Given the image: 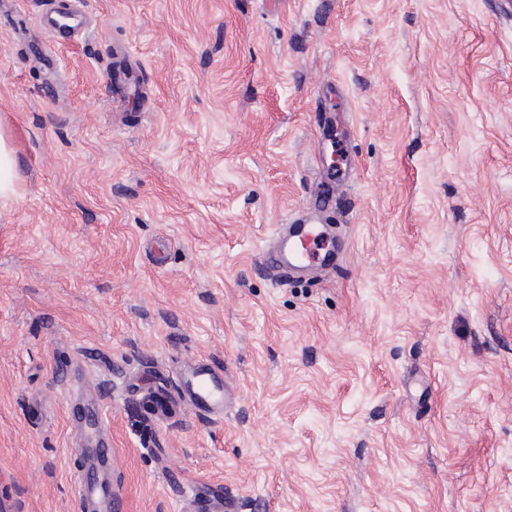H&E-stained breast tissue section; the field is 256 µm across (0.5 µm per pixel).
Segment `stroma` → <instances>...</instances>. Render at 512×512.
<instances>
[{"label": "stroma", "mask_w": 512, "mask_h": 512, "mask_svg": "<svg viewBox=\"0 0 512 512\" xmlns=\"http://www.w3.org/2000/svg\"><path fill=\"white\" fill-rule=\"evenodd\" d=\"M13 2L0 512H77L83 387L126 512H182L174 478L239 512H512V0ZM298 212L339 258L276 285ZM194 361L224 415L155 413ZM41 25L49 30H70L71 33L83 32L87 23L82 15L71 12H48L40 18Z\"/></svg>", "instance_id": "35a3bbf8"}]
</instances>
